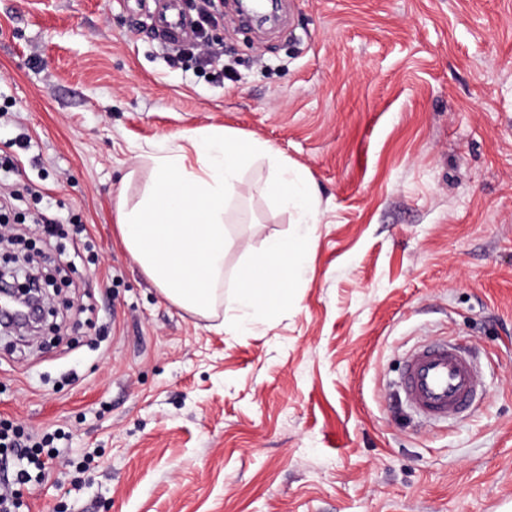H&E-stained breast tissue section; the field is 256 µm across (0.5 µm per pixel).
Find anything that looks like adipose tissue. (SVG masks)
<instances>
[{"mask_svg": "<svg viewBox=\"0 0 512 512\" xmlns=\"http://www.w3.org/2000/svg\"><path fill=\"white\" fill-rule=\"evenodd\" d=\"M273 161V191L298 216L303 231L269 239L238 271L232 297L235 326L287 310L291 284L312 243L315 197L305 175L280 161L266 142L220 129L191 136L188 146L150 155L153 178L134 206L119 204L121 242L163 294L179 307L211 313L224 274V208L241 195L242 171L257 157Z\"/></svg>", "mask_w": 512, "mask_h": 512, "instance_id": "adipose-tissue-1", "label": "adipose tissue"}]
</instances>
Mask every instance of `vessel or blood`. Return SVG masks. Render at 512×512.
Listing matches in <instances>:
<instances>
[{
	"instance_id": "1",
	"label": "vessel or blood",
	"mask_w": 512,
	"mask_h": 512,
	"mask_svg": "<svg viewBox=\"0 0 512 512\" xmlns=\"http://www.w3.org/2000/svg\"><path fill=\"white\" fill-rule=\"evenodd\" d=\"M152 18L166 40L181 41L190 34L178 0H154ZM479 386L470 352L449 341L415 349L405 362L399 383L409 405L432 421L453 419L468 410Z\"/></svg>"
}]
</instances>
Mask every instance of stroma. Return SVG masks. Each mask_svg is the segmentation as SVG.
Returning a JSON list of instances; mask_svg holds the SVG:
<instances>
[{"instance_id":"35a3bbf8","label":"stroma","mask_w":512,"mask_h":512,"mask_svg":"<svg viewBox=\"0 0 512 512\" xmlns=\"http://www.w3.org/2000/svg\"><path fill=\"white\" fill-rule=\"evenodd\" d=\"M243 25L213 0L231 78L162 43L143 0H0V153L53 240L38 338L0 335V419L67 432L29 512H512V0H286ZM211 127L302 171L319 222L286 311L248 332L168 300L121 244L158 144ZM266 158L226 206L224 292L295 235ZM90 250L75 251V225ZM431 339L482 397L419 418L397 387Z\"/></svg>"}]
</instances>
